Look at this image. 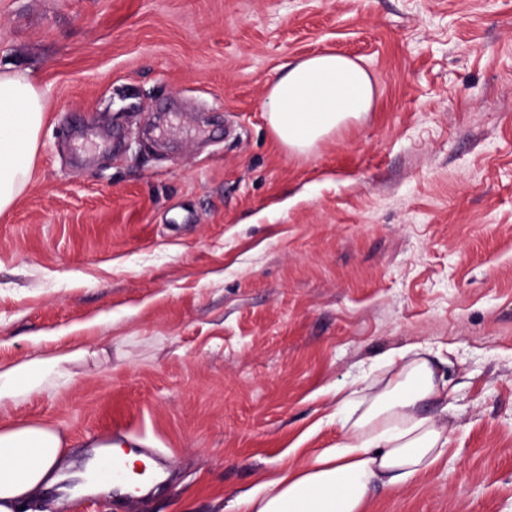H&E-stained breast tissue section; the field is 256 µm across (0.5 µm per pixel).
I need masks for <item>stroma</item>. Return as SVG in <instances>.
I'll return each instance as SVG.
<instances>
[{"label":"stroma","mask_w":512,"mask_h":512,"mask_svg":"<svg viewBox=\"0 0 512 512\" xmlns=\"http://www.w3.org/2000/svg\"><path fill=\"white\" fill-rule=\"evenodd\" d=\"M326 51L373 107L288 152L268 87ZM0 69L46 102L0 212V365L85 350L0 425L61 429L67 476L111 446L159 475L20 512H237L415 344L448 458L366 512H512V0H0Z\"/></svg>","instance_id":"1"}]
</instances>
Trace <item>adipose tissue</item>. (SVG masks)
Listing matches in <instances>:
<instances>
[{
    "instance_id": "1",
    "label": "adipose tissue",
    "mask_w": 512,
    "mask_h": 512,
    "mask_svg": "<svg viewBox=\"0 0 512 512\" xmlns=\"http://www.w3.org/2000/svg\"><path fill=\"white\" fill-rule=\"evenodd\" d=\"M373 99V81L362 65L322 52L281 66L267 92L266 118L279 145L305 153L369 112ZM43 121V94L32 78L0 71V211L31 176ZM83 354L76 346L0 366V403L48 382L66 385L68 364ZM385 364L394 368L393 378L359 415L342 418L336 446L238 496L240 512H364L374 487L404 484L446 457L443 427L421 412L444 398L429 360L420 347L408 346ZM62 449L61 433L45 423L0 428V512H17L57 481Z\"/></svg>"
}]
</instances>
